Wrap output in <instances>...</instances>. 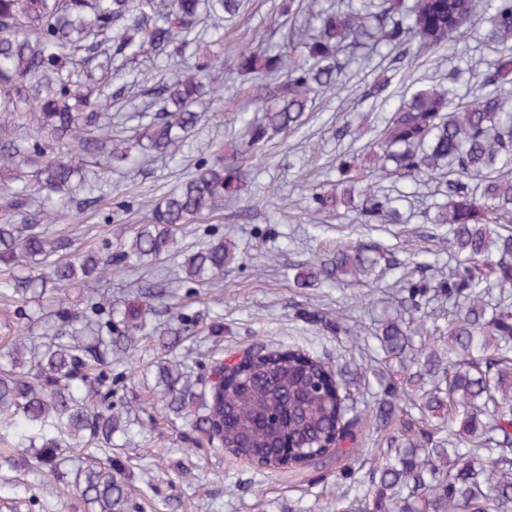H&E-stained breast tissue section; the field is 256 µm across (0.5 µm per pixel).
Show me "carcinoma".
<instances>
[{
	"label": "carcinoma",
	"mask_w": 512,
	"mask_h": 512,
	"mask_svg": "<svg viewBox=\"0 0 512 512\" xmlns=\"http://www.w3.org/2000/svg\"><path fill=\"white\" fill-rule=\"evenodd\" d=\"M242 7V0H0V165L16 171L12 184L0 186V264L10 277L3 287L30 307V322H40L46 308L54 318L32 355L18 311L0 321L11 338L0 352V423L16 428L14 450L49 466L67 439L76 455L89 443L112 448V435L122 430L112 411V346L144 330L154 301L179 309L175 294L148 289L118 311L108 299H91L80 316L66 301L69 288H92L112 265L134 257L171 256L177 233L224 209V194L268 131L298 129L315 99L336 88L341 46L368 39L400 53L414 40L434 51L466 17L498 54L476 71L481 94L453 102L455 69L448 85L416 89L373 143L381 165L372 176L344 158L336 183L315 188L308 205L313 218L343 205L361 224H395L400 198L373 189L371 177H447V201L422 218L448 225L455 265L436 279L409 258L411 271L394 284L409 320L387 317L374 333L384 354L412 370L409 380L419 385H385L365 419L349 404L342 371L304 349L263 345L225 376L224 387L210 385L197 415L186 412V390L172 365L158 369L157 380L166 409L191 432L261 470L324 467L357 454L362 427L387 434L391 454L370 473L362 497L337 500L336 512H512V300L502 293L512 285V233L493 236L489 228L512 223V112L505 108L512 95V0H371L347 13L328 12L318 0H281L279 13L289 18L300 53L285 55L262 40L235 52L236 70L255 79L263 112L257 122L237 116L236 156L202 157L191 178L146 201L149 223L128 245L114 250L106 241L80 250L68 237L47 236L42 222L64 218L84 185L131 161L112 124V98L124 88L106 92L114 64L145 53L170 66L199 54L202 40L221 45L220 27L203 28L202 20L232 18ZM218 58L212 53L193 64L192 74L166 72L137 91L149 110L138 129L148 153L168 154L198 125ZM35 202L36 222L13 223L15 216L28 219ZM234 259L224 242L204 244L184 257L182 280L202 286ZM390 265L379 243L343 244L294 279L299 286L369 282ZM439 298L448 302L446 316L428 312ZM414 410L421 429L411 438L395 425ZM121 471L111 459L82 472L86 512H126Z\"/></svg>",
	"instance_id": "cac0c4a2"
}]
</instances>
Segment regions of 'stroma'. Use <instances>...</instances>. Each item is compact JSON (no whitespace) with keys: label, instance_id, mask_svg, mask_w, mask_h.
<instances>
[{"label":"stroma","instance_id":"obj_1","mask_svg":"<svg viewBox=\"0 0 512 512\" xmlns=\"http://www.w3.org/2000/svg\"><path fill=\"white\" fill-rule=\"evenodd\" d=\"M278 0H244L240 15L223 21V64L215 73V89L231 108L213 106L196 130L164 157L107 175L96 209L73 211L64 221L49 225L51 235H64L75 245L108 239L129 243L145 211L115 213L118 199L154 197L191 177L199 157L230 155L235 145L233 115L257 110L245 82L233 72L238 44L254 33L287 46V27L276 11ZM494 63L496 54L485 45L474 26L459 30L446 49L410 50L395 59L387 49L357 50L341 73L336 89L317 100L309 122L289 136H273L260 160L245 169L233 202L214 216L199 220L180 234L177 247L188 250L198 243H231L237 258L224 269L216 287L176 283L183 310L200 325L217 322L220 335L186 338L172 352L184 371L183 382L196 396L209 386L216 361L253 344L296 346L346 370V383L359 411L373 409L381 397L372 372L386 371L399 379L397 363L386 361L370 333L359 338L330 333L309 322L318 312L328 320L345 313L350 323L371 325L381 310H395L398 295L394 275L371 286L344 284L302 288L294 283V269L336 243L379 241L397 259L421 252L432 271L447 272L446 227L422 223L421 211L441 201L433 182L386 177V193L401 197L404 223L361 224L354 213L339 211L310 224L303 213L313 185L336 177V159L346 155L364 163L376 134L414 87L445 82L449 69H459L456 94L476 95L477 80L467 68L469 58ZM387 82L381 95L373 84ZM150 334L138 336L130 357L112 364V403L129 425L116 436L111 451L94 450L92 463L113 457L122 461L130 499L129 512H327L340 493L363 491L375 465L382 461V437L363 432L354 476L339 478L342 463L320 470L284 472L257 470L217 444L194 445L184 421L169 414L156 392V363L165 351L158 338L171 328L166 317L149 320ZM68 447H61L56 472L25 459L11 470L12 484L0 487V512H83L75 481L77 462ZM55 481L57 492L41 497L44 481Z\"/></svg>","mask_w":512,"mask_h":512}]
</instances>
